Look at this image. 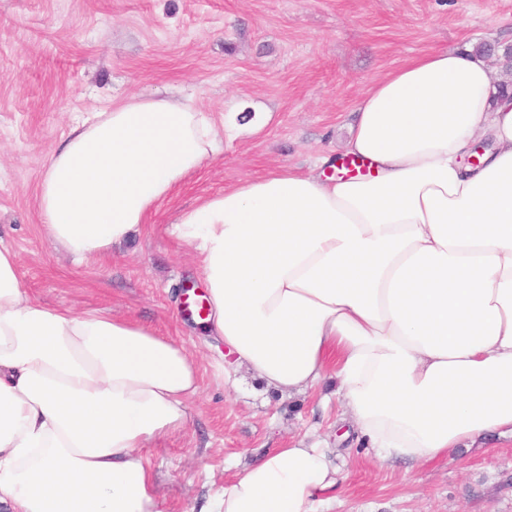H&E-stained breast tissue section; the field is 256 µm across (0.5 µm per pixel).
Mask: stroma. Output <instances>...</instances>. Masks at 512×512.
Instances as JSON below:
<instances>
[{
	"label": "stroma",
	"instance_id": "1",
	"mask_svg": "<svg viewBox=\"0 0 512 512\" xmlns=\"http://www.w3.org/2000/svg\"><path fill=\"white\" fill-rule=\"evenodd\" d=\"M512 44V0H0V245L36 300L124 316L183 343L198 363L192 423L144 449L162 512L200 504L269 449L321 442L346 480L330 512H512V436L422 466L380 464L342 434L335 379L291 397L246 371L228 388L202 326L184 314L199 262L166 233L202 199L277 168L346 159L352 113L409 59ZM167 90L226 125L222 151L141 231L76 263L45 238L38 183L83 112Z\"/></svg>",
	"mask_w": 512,
	"mask_h": 512
}]
</instances>
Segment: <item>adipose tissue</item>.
Wrapping results in <instances>:
<instances>
[{"label": "adipose tissue", "instance_id": "ef3b65f1", "mask_svg": "<svg viewBox=\"0 0 512 512\" xmlns=\"http://www.w3.org/2000/svg\"><path fill=\"white\" fill-rule=\"evenodd\" d=\"M220 146L188 97L90 113L40 178L48 242L77 262L125 242ZM346 150L370 176H323L324 155L168 226L200 258L209 336L282 395L335 377L383 464L512 434V96L489 57L432 52L378 79ZM197 391L183 344L43 306L0 249V512H160L142 450L186 430ZM338 483L320 444L277 448L201 512H324Z\"/></svg>", "mask_w": 512, "mask_h": 512}]
</instances>
